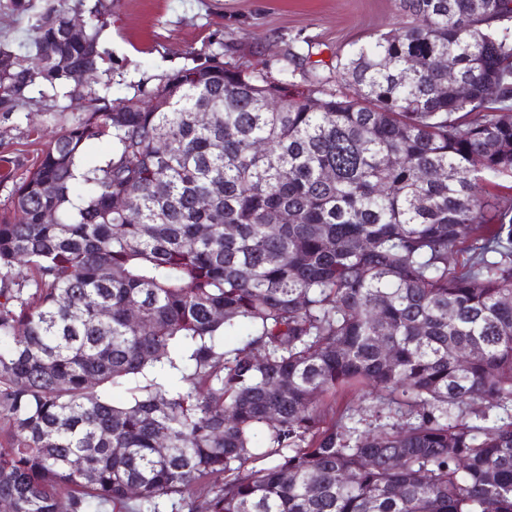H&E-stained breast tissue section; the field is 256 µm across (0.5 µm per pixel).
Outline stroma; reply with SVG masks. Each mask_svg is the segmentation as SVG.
<instances>
[{"label":"stroma","instance_id":"1","mask_svg":"<svg viewBox=\"0 0 512 512\" xmlns=\"http://www.w3.org/2000/svg\"><path fill=\"white\" fill-rule=\"evenodd\" d=\"M404 22L399 0H112L100 35L112 70L95 87L118 100L212 54L270 81L336 86L337 55ZM33 38L28 13L0 0V46L23 55ZM85 112L83 98L50 96L39 83L26 104L0 112V218L12 216L14 188L41 151Z\"/></svg>","mask_w":512,"mask_h":512}]
</instances>
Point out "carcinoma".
Returning a JSON list of instances; mask_svg holds the SVG:
<instances>
[{"label": "carcinoma", "instance_id": "1", "mask_svg": "<svg viewBox=\"0 0 512 512\" xmlns=\"http://www.w3.org/2000/svg\"><path fill=\"white\" fill-rule=\"evenodd\" d=\"M400 4L337 60L349 93L214 55L118 109L75 78L109 72L105 0L0 47L1 112L37 66L87 101L0 220L12 512H512V0ZM356 386L385 420L336 403Z\"/></svg>", "mask_w": 512, "mask_h": 512}]
</instances>
